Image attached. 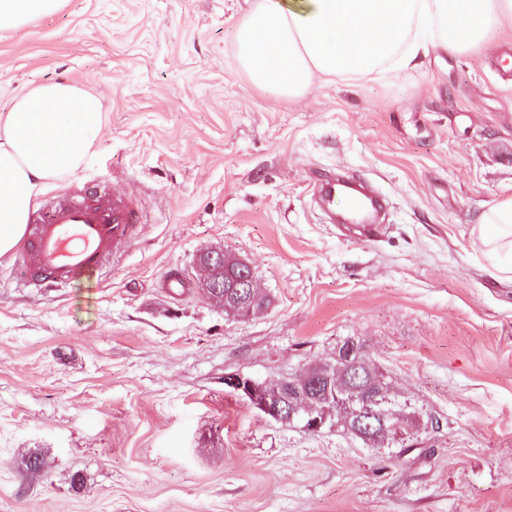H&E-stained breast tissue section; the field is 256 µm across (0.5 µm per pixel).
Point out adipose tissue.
<instances>
[{
	"instance_id": "adipose-tissue-1",
	"label": "adipose tissue",
	"mask_w": 512,
	"mask_h": 512,
	"mask_svg": "<svg viewBox=\"0 0 512 512\" xmlns=\"http://www.w3.org/2000/svg\"><path fill=\"white\" fill-rule=\"evenodd\" d=\"M61 0H0V30L54 12ZM512 21V0H260L237 27L238 61L281 97L316 79L359 76L385 63L415 68L430 51L454 53ZM103 102L77 85H40L16 97L0 125V257L24 234L48 182L76 175L102 135ZM494 271L512 274V201L478 219Z\"/></svg>"
}]
</instances>
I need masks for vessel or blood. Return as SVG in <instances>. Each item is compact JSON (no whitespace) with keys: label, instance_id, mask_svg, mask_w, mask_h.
<instances>
[{"label":"vessel or blood","instance_id":"b4317fda","mask_svg":"<svg viewBox=\"0 0 512 512\" xmlns=\"http://www.w3.org/2000/svg\"><path fill=\"white\" fill-rule=\"evenodd\" d=\"M135 201L122 194L63 196L34 212L18 255L26 285L52 291L76 274L99 272L135 236Z\"/></svg>","mask_w":512,"mask_h":512}]
</instances>
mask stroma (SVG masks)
<instances>
[{"label": "stroma", "mask_w": 512, "mask_h": 512, "mask_svg": "<svg viewBox=\"0 0 512 512\" xmlns=\"http://www.w3.org/2000/svg\"><path fill=\"white\" fill-rule=\"evenodd\" d=\"M255 4L64 0L0 31V115L52 82L103 100L99 146L39 204L97 183L143 217L101 272L51 294L0 257V512H512V278L477 228L512 200V24L289 100L237 62ZM343 171L381 192L378 239L317 207L318 179ZM211 247L251 265L267 312L202 295ZM349 337L438 428L371 448L224 384L334 360Z\"/></svg>", "instance_id": "obj_1"}]
</instances>
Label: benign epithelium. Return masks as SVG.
<instances>
[{
	"label": "benign epithelium",
	"instance_id": "7a95c632",
	"mask_svg": "<svg viewBox=\"0 0 512 512\" xmlns=\"http://www.w3.org/2000/svg\"><path fill=\"white\" fill-rule=\"evenodd\" d=\"M195 267L200 272L199 288L211 301L218 300L226 288L238 289L240 303L224 310L238 319L254 315V304L261 298L255 291V276L251 265L222 249L200 252ZM224 384L248 399L264 416L286 424L293 419L305 422V428L319 432L329 421L345 416L355 423V433L365 439L388 436L398 428L383 408L386 385L362 383L359 371L341 372L334 362L320 364L308 372L257 385L254 378L229 374Z\"/></svg>",
	"mask_w": 512,
	"mask_h": 512
}]
</instances>
